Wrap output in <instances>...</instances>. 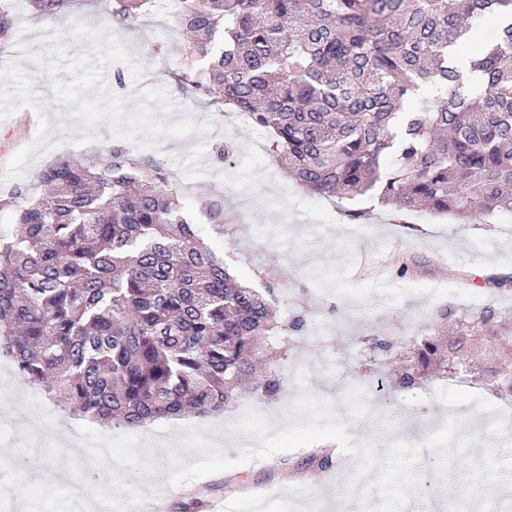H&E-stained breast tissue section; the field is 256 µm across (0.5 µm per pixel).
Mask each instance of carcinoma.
<instances>
[{"label":"carcinoma","instance_id":"1","mask_svg":"<svg viewBox=\"0 0 512 512\" xmlns=\"http://www.w3.org/2000/svg\"><path fill=\"white\" fill-rule=\"evenodd\" d=\"M30 2L50 19L84 0ZM152 2L112 0L110 24L133 27ZM499 11L512 0H173L168 29L186 37L178 84L264 131L302 190L484 224L512 213V24L468 72L455 57ZM14 32L0 4V44ZM40 182L0 237V351L81 416L137 428L222 412L305 329L273 285L238 282L148 157L117 144L102 162L59 158ZM208 220L227 233L223 201ZM440 317L498 353L495 309ZM400 358L402 389L430 367L472 372L427 336ZM251 389L270 400L280 380Z\"/></svg>","mask_w":512,"mask_h":512}]
</instances>
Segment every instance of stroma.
Returning a JSON list of instances; mask_svg holds the SVG:
<instances>
[{"mask_svg":"<svg viewBox=\"0 0 512 512\" xmlns=\"http://www.w3.org/2000/svg\"><path fill=\"white\" fill-rule=\"evenodd\" d=\"M169 0L148 19L110 28L112 0H91L56 20L12 0L15 35L0 47V230L12 235L16 192L36 196L55 159L107 157L120 143L151 157L193 212L216 198L226 241L202 237L242 280L278 284L307 328L275 365L278 399L243 396L212 416L163 419L139 428L92 423L16 370L0 375V512H126L143 496L164 512L187 496L224 499L234 512H504L492 487L512 484V400L490 381L465 396L445 378L420 388L378 390L386 362L364 336L412 342L436 332V312L489 306L512 326V235L505 215L461 224L374 206L354 224L339 203L303 193L266 153L265 136L234 112H217L174 78L183 48L167 31ZM228 158H220V146ZM405 266L397 276L396 266ZM367 386L350 399L345 379ZM336 442L330 470L314 449Z\"/></svg>","mask_w":512,"mask_h":512,"instance_id":"35a3bbf8","label":"stroma"}]
</instances>
